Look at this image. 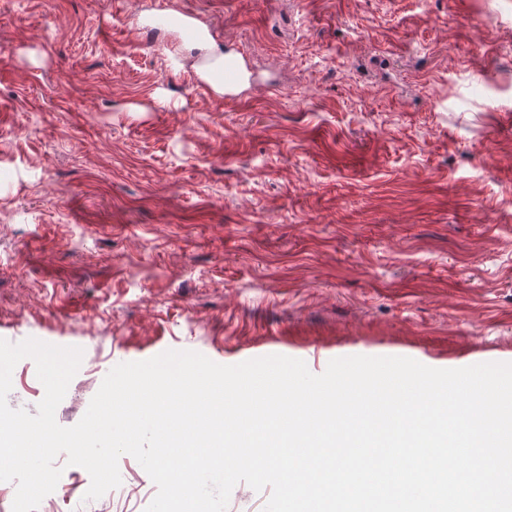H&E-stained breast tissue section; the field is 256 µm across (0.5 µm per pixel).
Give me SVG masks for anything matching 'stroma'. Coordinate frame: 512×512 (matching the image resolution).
Returning a JSON list of instances; mask_svg holds the SVG:
<instances>
[{"label": "stroma", "instance_id": "stroma-1", "mask_svg": "<svg viewBox=\"0 0 512 512\" xmlns=\"http://www.w3.org/2000/svg\"><path fill=\"white\" fill-rule=\"evenodd\" d=\"M186 10L241 95L198 84ZM30 337L83 350L64 427L169 349L512 363V0H0V339ZM44 393L21 360L9 406ZM120 461L89 500L57 458L37 512H145ZM242 70L248 74L247 84L246 86L251 84L252 74L244 60H241L239 57L233 56L228 52H225L224 55V66H222V71H224L225 82L224 87L220 86L216 88L219 92H224L225 95H231L236 93L239 89L242 88Z\"/></svg>", "mask_w": 512, "mask_h": 512}]
</instances>
